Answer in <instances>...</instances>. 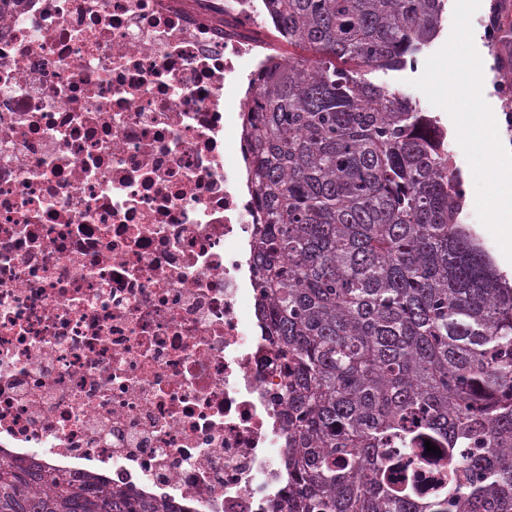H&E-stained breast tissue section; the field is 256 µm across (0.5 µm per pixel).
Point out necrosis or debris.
<instances>
[{
  "label": "necrosis or debris",
  "instance_id": "4bbe7bcc",
  "mask_svg": "<svg viewBox=\"0 0 512 512\" xmlns=\"http://www.w3.org/2000/svg\"><path fill=\"white\" fill-rule=\"evenodd\" d=\"M268 0H0V460L288 512L245 119Z\"/></svg>",
  "mask_w": 512,
  "mask_h": 512
}]
</instances>
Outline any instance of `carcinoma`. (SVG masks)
I'll list each match as a JSON object with an SVG mask.
<instances>
[{
    "instance_id": "cac0c4a2",
    "label": "carcinoma",
    "mask_w": 512,
    "mask_h": 512,
    "mask_svg": "<svg viewBox=\"0 0 512 512\" xmlns=\"http://www.w3.org/2000/svg\"><path fill=\"white\" fill-rule=\"evenodd\" d=\"M289 56L248 113L269 335L288 358V512H512V281L464 223L437 120L371 82L443 0H269ZM448 482L422 495L415 449ZM0 512H184L0 463Z\"/></svg>"
}]
</instances>
